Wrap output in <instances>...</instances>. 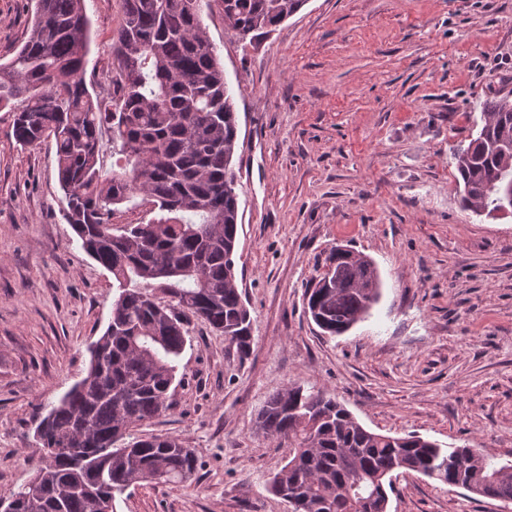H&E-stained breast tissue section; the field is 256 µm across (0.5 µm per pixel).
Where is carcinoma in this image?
Listing matches in <instances>:
<instances>
[{
    "mask_svg": "<svg viewBox=\"0 0 512 512\" xmlns=\"http://www.w3.org/2000/svg\"><path fill=\"white\" fill-rule=\"evenodd\" d=\"M305 3L221 0L241 42L271 32ZM89 51L82 0H35L28 38L0 63V108L15 112V140L54 141L65 218L118 289L86 376L48 405L36 428L41 450L56 451L55 464L8 495L16 512H111L115 494L132 485L189 480L194 449L167 435L136 436L134 428L170 407L189 316L224 335L240 361L252 344L235 263L238 120L201 10L191 0H123L110 92L89 90ZM482 121L453 156L461 205L477 215L512 211V199L491 190L512 178V97L486 102ZM107 127L118 155L110 172L98 166ZM135 194L156 216L114 227L115 207ZM328 262L330 272L306 293L307 312L324 332L341 335L378 303L381 282L361 253L338 249ZM257 431L288 442V463L268 491L295 498L291 512H365L366 500L387 512L392 476L401 471L512 501V461L415 434L371 432L319 390L274 391Z\"/></svg>",
    "mask_w": 512,
    "mask_h": 512,
    "instance_id": "carcinoma-1",
    "label": "carcinoma"
}]
</instances>
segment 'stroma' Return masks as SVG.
<instances>
[{
  "label": "stroma",
  "mask_w": 512,
  "mask_h": 512,
  "mask_svg": "<svg viewBox=\"0 0 512 512\" xmlns=\"http://www.w3.org/2000/svg\"><path fill=\"white\" fill-rule=\"evenodd\" d=\"M88 85L108 89L122 0H83ZM34 0H0V62L28 35ZM203 24L234 95L238 287L252 346L234 357L192 319L171 407L141 426L193 448L178 485H141L114 512H289L267 490L287 443L264 440L268 396L296 384L366 429L512 460V213L463 210L453 154L485 101L512 94V0H307L275 30L238 41L220 0ZM0 108V496L29 482L47 404L86 376L112 275L63 216L53 141L21 146ZM382 280L370 316L328 336L306 291L336 246ZM388 512H512L414 472Z\"/></svg>",
  "instance_id": "1"
}]
</instances>
